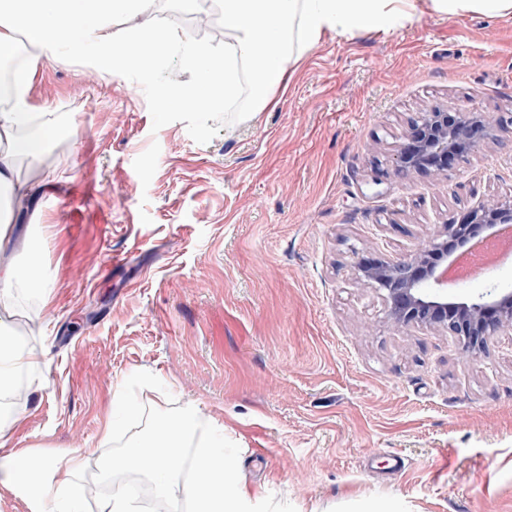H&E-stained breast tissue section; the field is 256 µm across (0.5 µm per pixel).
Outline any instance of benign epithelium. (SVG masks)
I'll use <instances>...</instances> for the list:
<instances>
[{"instance_id":"7a95c632","label":"benign epithelium","mask_w":512,"mask_h":512,"mask_svg":"<svg viewBox=\"0 0 512 512\" xmlns=\"http://www.w3.org/2000/svg\"><path fill=\"white\" fill-rule=\"evenodd\" d=\"M512 134V116L431 109L411 119L391 154L395 174L440 178L458 160ZM462 221L441 225L406 256L361 257L355 279L379 293L396 328L420 326L455 337L467 352L482 353L488 340L512 331V289L487 288L466 298L448 296V272L482 241L512 226V197L489 199L465 209Z\"/></svg>"}]
</instances>
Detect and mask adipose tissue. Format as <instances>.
I'll return each mask as SVG.
<instances>
[{
	"label": "adipose tissue",
	"instance_id": "1",
	"mask_svg": "<svg viewBox=\"0 0 512 512\" xmlns=\"http://www.w3.org/2000/svg\"><path fill=\"white\" fill-rule=\"evenodd\" d=\"M416 0H218L229 34L222 47L186 46L183 65L189 86H160L161 107L238 111L241 120L276 106L303 53L326 32H389L421 20ZM157 0H0V62L10 64L0 85V249L13 226L9 205L33 198L38 187L21 178L18 160L38 157L61 126L36 121L32 87L40 61L65 56L92 74L122 69L154 71L178 37L155 20ZM142 17L126 29L119 18ZM247 72L249 99L241 101L233 74ZM41 357L15 339L0 336V393ZM198 402L167 415L152 433L129 441L110 456V472L149 477L170 508L191 502L194 512H263V495L248 483L235 449L225 447L224 429L201 421ZM10 420L0 421V478L22 490L43 512H77L85 494L75 479L78 454L61 460L9 449Z\"/></svg>",
	"mask_w": 512,
	"mask_h": 512
}]
</instances>
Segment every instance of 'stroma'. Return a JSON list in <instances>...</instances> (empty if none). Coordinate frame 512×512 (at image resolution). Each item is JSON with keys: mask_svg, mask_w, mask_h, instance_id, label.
<instances>
[{"mask_svg": "<svg viewBox=\"0 0 512 512\" xmlns=\"http://www.w3.org/2000/svg\"><path fill=\"white\" fill-rule=\"evenodd\" d=\"M190 82L178 45L151 73L38 67L33 102L69 131L20 163L45 186L0 254L29 267L40 239L47 281L0 307L44 353L10 448L80 454L97 512L101 462L125 443L106 423L141 432L195 400L273 512H512V335L471 359L395 328L353 269L512 195L510 133L437 180L389 162L429 108L512 114V13L326 33L251 122L157 106L158 86Z\"/></svg>", "mask_w": 512, "mask_h": 512, "instance_id": "35a3bbf8", "label": "stroma"}]
</instances>
